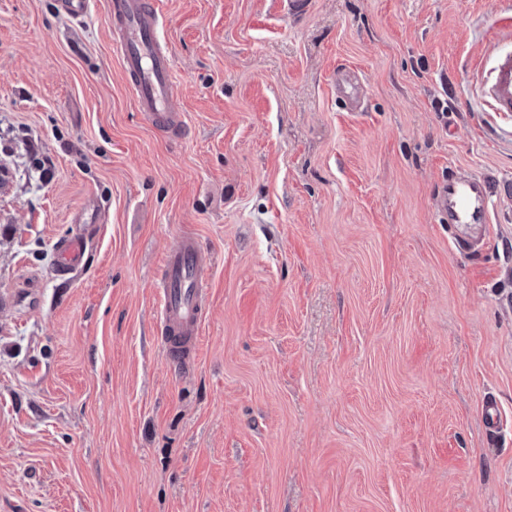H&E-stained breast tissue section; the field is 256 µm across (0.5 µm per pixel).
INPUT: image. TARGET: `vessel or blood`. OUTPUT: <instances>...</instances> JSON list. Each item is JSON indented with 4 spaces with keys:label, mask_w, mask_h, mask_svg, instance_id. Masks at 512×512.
<instances>
[{
    "label": "vessel or blood",
    "mask_w": 512,
    "mask_h": 512,
    "mask_svg": "<svg viewBox=\"0 0 512 512\" xmlns=\"http://www.w3.org/2000/svg\"><path fill=\"white\" fill-rule=\"evenodd\" d=\"M112 45L123 72L136 93V105L154 128L175 131L184 114L175 96V71L171 56L161 47L163 17L154 0H109ZM339 97L346 106L361 102L360 84L350 70L336 77ZM484 94L496 112L512 114V52L498 53ZM512 207V183L492 196L480 176L459 172L449 176L433 196L435 212L450 224L492 222L496 207ZM87 248L82 236L67 238L57 245V272L67 276L80 266ZM205 253L197 239L182 238L163 264L157 282L160 310L158 329L169 362L189 360L201 335L207 310L203 281Z\"/></svg>",
    "instance_id": "1"
}]
</instances>
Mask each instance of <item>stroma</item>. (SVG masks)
Masks as SVG:
<instances>
[{"mask_svg":"<svg viewBox=\"0 0 512 512\" xmlns=\"http://www.w3.org/2000/svg\"><path fill=\"white\" fill-rule=\"evenodd\" d=\"M58 2L0 0V512H512V210L462 250L432 202L512 181L478 94L512 0H156L178 133L109 0ZM186 235L210 304L177 374L155 288ZM112 45L136 93V105L154 128L175 131L184 114L175 96L172 57L161 48L163 17L153 0H110ZM339 98L346 106L357 108L361 102L360 84L350 70H340L336 76ZM87 244V239L84 236H73L58 243L57 272L60 276H68L79 268Z\"/></svg>","mask_w":512,"mask_h":512,"instance_id":"obj_1","label":"stroma"}]
</instances>
